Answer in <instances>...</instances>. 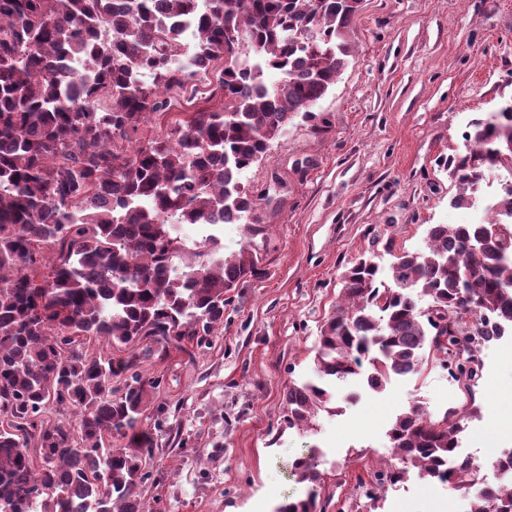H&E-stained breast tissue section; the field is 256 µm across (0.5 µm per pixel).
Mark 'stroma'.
<instances>
[{"instance_id": "1", "label": "stroma", "mask_w": 512, "mask_h": 512, "mask_svg": "<svg viewBox=\"0 0 512 512\" xmlns=\"http://www.w3.org/2000/svg\"><path fill=\"white\" fill-rule=\"evenodd\" d=\"M349 40V63L317 106L327 127L294 118L241 176L260 199L258 223L225 225L221 242L228 254L251 244L262 275L237 288L202 346L142 361L158 386L137 493L156 512H274L304 495L291 464L313 448L327 512H468L463 495L414 472L378 501L356 493L390 457L399 414L417 404L436 417L458 401L446 370L428 365L379 392L339 384L306 433L285 425L284 395L311 374L346 268L424 249L430 225L486 220L451 207L460 187L443 162L464 152L473 119L512 98V0H363ZM481 358L461 438L492 483L490 454L512 450V340Z\"/></svg>"}]
</instances>
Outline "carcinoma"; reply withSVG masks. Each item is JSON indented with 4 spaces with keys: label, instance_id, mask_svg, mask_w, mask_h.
<instances>
[{
    "label": "carcinoma",
    "instance_id": "1",
    "mask_svg": "<svg viewBox=\"0 0 512 512\" xmlns=\"http://www.w3.org/2000/svg\"><path fill=\"white\" fill-rule=\"evenodd\" d=\"M361 2L0 0V512H148L136 492L153 446L148 343L201 344L229 293L261 273L250 245L219 254L221 226L192 248L179 229L217 215L253 223L239 176L293 118L325 128L315 107L349 63ZM206 62L221 65L224 106L133 143ZM465 140L445 161L456 208L477 202L485 172L512 173V100ZM487 210L479 224L431 225L426 250L396 255L386 279L370 259L343 273L313 376L284 395L288 427L313 428L338 382L364 375L379 391L429 361L474 402L484 344L512 327L511 182ZM98 337L126 356L89 351ZM460 430L456 407L436 418L409 407L388 430L391 460L358 488L414 468L466 494L469 512H512V481L451 466ZM292 470L306 496L275 512H326L313 451Z\"/></svg>",
    "mask_w": 512,
    "mask_h": 512
}]
</instances>
